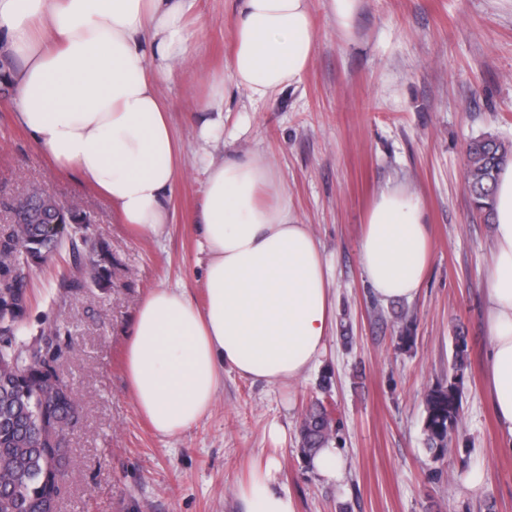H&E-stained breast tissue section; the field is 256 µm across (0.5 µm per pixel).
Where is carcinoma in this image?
<instances>
[{"label":"carcinoma","instance_id":"1","mask_svg":"<svg viewBox=\"0 0 512 512\" xmlns=\"http://www.w3.org/2000/svg\"><path fill=\"white\" fill-rule=\"evenodd\" d=\"M512 160V145L486 135L466 147L465 183L471 209L492 223L494 191L501 167ZM29 224L14 233L0 230V249L18 261L37 265L69 244L72 267L59 283L70 293L93 286H112V267L106 261H88L75 234L56 238L45 225L58 214L42 199L30 205ZM28 300V280L15 274L9 265L0 266V512H43L45 504L57 497L66 472L57 468L54 449L67 447L76 410L70 392L50 384V372L35 361L20 370L10 357L17 348L19 324L8 316L10 307ZM61 329L28 350H46L57 357L71 351L60 342ZM468 360L466 337H455L453 375L448 382L429 389L424 400V433L433 458L448 455L453 435L462 427V376L459 371ZM335 419L321 402L312 404L302 415L299 453L307 461L334 438Z\"/></svg>","mask_w":512,"mask_h":512}]
</instances>
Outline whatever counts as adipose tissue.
Instances as JSON below:
<instances>
[{
    "label": "adipose tissue",
    "mask_w": 512,
    "mask_h": 512,
    "mask_svg": "<svg viewBox=\"0 0 512 512\" xmlns=\"http://www.w3.org/2000/svg\"><path fill=\"white\" fill-rule=\"evenodd\" d=\"M197 0H0V45L18 124L57 170L111 203L135 235L171 220L182 166L159 82L194 59L188 25ZM310 0H233L227 80L211 87L199 128L224 134L227 88L253 102L300 83L315 55ZM257 154L208 159L195 217L207 249L206 299L161 286L140 303L124 369L138 412L171 437L212 409L225 372L285 386L317 369L334 331L328 264ZM363 276L382 302L414 299L431 265L423 201L403 184L383 188L359 241ZM491 339L487 368L498 430L512 453V163L499 174L491 260L484 271ZM279 460H257L236 495L243 512H297L278 482Z\"/></svg>",
    "instance_id": "obj_1"
}]
</instances>
